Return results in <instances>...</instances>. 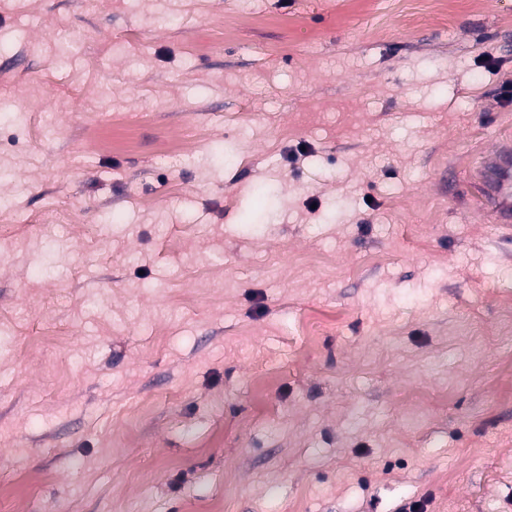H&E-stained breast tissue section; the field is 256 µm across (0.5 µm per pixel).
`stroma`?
I'll use <instances>...</instances> for the list:
<instances>
[{
	"label": "stroma",
	"instance_id": "35a3bbf8",
	"mask_svg": "<svg viewBox=\"0 0 512 512\" xmlns=\"http://www.w3.org/2000/svg\"><path fill=\"white\" fill-rule=\"evenodd\" d=\"M507 111L512 0H0V512H512ZM485 195L494 204L495 221L509 228L512 223V145L499 144L487 154L479 172Z\"/></svg>",
	"mask_w": 512,
	"mask_h": 512
}]
</instances>
